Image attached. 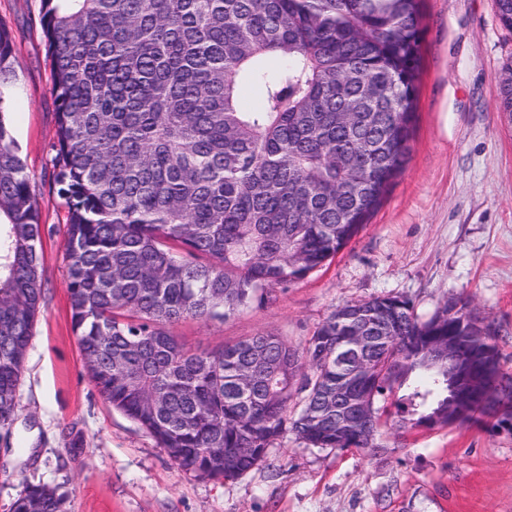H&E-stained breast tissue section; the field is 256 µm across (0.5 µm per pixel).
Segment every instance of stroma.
Masks as SVG:
<instances>
[{
    "mask_svg": "<svg viewBox=\"0 0 512 512\" xmlns=\"http://www.w3.org/2000/svg\"><path fill=\"white\" fill-rule=\"evenodd\" d=\"M41 8V0H0V24L15 44L7 120L35 186L45 293L20 411L0 429V512L39 483L56 487L66 512H512V434L415 425L398 390L375 402L383 421L375 448H314L290 435L229 480L183 470L103 400L71 327ZM422 26L410 153L380 207L329 264L277 290L273 303L176 325L188 349L270 332L300 348L347 303L398 296L424 321L463 295L494 322L512 375V116L498 109L497 82L512 63V31L499 24L494 0H423Z\"/></svg>",
    "mask_w": 512,
    "mask_h": 512,
    "instance_id": "1",
    "label": "stroma"
}]
</instances>
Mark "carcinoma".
<instances>
[{
  "label": "carcinoma",
  "instance_id": "1",
  "mask_svg": "<svg viewBox=\"0 0 512 512\" xmlns=\"http://www.w3.org/2000/svg\"><path fill=\"white\" fill-rule=\"evenodd\" d=\"M421 0H42L57 100L54 186L68 209L71 323L104 400L180 467L237 478L292 434L365 450L372 431L336 405L396 387L417 423L448 424L440 336L476 337L472 299L427 321L395 296L335 308L302 349L273 333L192 351L171 328L272 302L359 232L409 152ZM512 30V0H495ZM14 41L0 24V429L44 289L40 215L3 119ZM270 57L281 66L269 70ZM264 89L244 109V81ZM367 336L357 369L345 339ZM11 512H65L28 484Z\"/></svg>",
  "mask_w": 512,
  "mask_h": 512
}]
</instances>
